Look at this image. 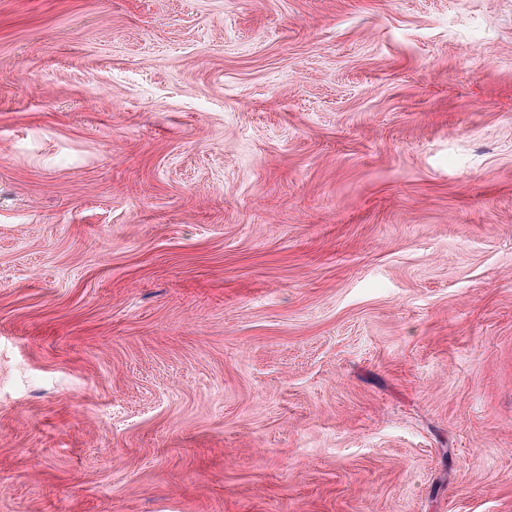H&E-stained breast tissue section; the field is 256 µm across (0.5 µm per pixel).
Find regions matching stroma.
I'll return each instance as SVG.
<instances>
[{
    "mask_svg": "<svg viewBox=\"0 0 512 512\" xmlns=\"http://www.w3.org/2000/svg\"><path fill=\"white\" fill-rule=\"evenodd\" d=\"M0 512H512V0H0Z\"/></svg>",
    "mask_w": 512,
    "mask_h": 512,
    "instance_id": "1",
    "label": "stroma"
}]
</instances>
